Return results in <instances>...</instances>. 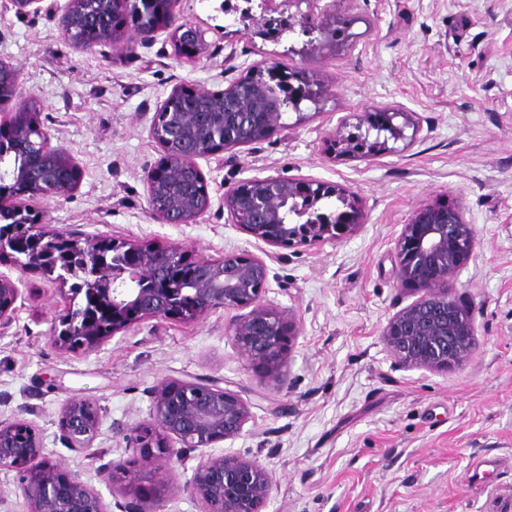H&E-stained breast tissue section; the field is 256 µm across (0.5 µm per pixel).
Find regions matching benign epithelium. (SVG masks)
Wrapping results in <instances>:
<instances>
[{"label":"benign epithelium","mask_w":512,"mask_h":512,"mask_svg":"<svg viewBox=\"0 0 512 512\" xmlns=\"http://www.w3.org/2000/svg\"><path fill=\"white\" fill-rule=\"evenodd\" d=\"M317 0H261L263 12L288 10L293 31L300 27L319 54L336 50V28L349 18L340 12L318 14ZM179 0H66L60 18L64 38L74 48L94 52L117 48L116 34L132 30L147 40L171 31L174 56L194 60L206 49L202 30L176 24ZM17 14L55 12L57 0H9ZM306 10H301V5ZM296 11H291V8ZM242 23L256 24L255 33L273 43L284 30L252 7L224 6ZM271 67L254 64L248 73L222 90L190 84L174 86L156 109L150 134L161 157L147 171L149 210L161 224H195L209 210L208 182L198 160L224 150L262 142L288 130L284 115L306 118L302 104L322 101V89L308 72L291 74L301 90L285 95L266 80ZM18 70L0 58V264L16 271L52 276L60 285L65 308L55 319L51 342L61 350L99 351L116 334L148 318L197 322L218 309L237 312L230 336L248 358L280 372L283 358L298 332L296 315L264 300L268 276L265 260L246 250L217 258L192 260L181 245L157 248L148 242H125L43 222L25 200L73 191L83 172L70 152L54 146L44 127V105L36 97L17 98ZM354 130L342 125L325 143L336 157H376L412 142L419 122L398 108L361 112ZM336 198L328 213L319 203ZM224 209L232 223L267 246L300 248L341 241L358 233L364 214L358 197L342 185L308 178L268 176L224 191ZM477 241L474 226L452 201L426 203L402 225L394 274L418 298L389 318L382 336L390 355L402 366L446 371L464 364L480 343L470 309L448 293V283L472 259ZM21 298L18 281L0 272V327L8 324ZM153 422L135 427L127 442L156 452L147 460L153 470L174 469L188 454L241 435L251 418V402L212 377H165L151 390ZM30 405L17 416L0 420V471L18 475L17 490L28 512H109L91 486L53 463L42 452ZM103 421L102 409L85 398H71L61 407L59 438L65 447L96 464V475L111 480L104 462L107 451L93 448ZM176 441L179 447L171 445ZM203 512H262L274 478L258 461L202 455L191 481Z\"/></svg>","instance_id":"1"}]
</instances>
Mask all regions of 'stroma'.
Instances as JSON below:
<instances>
[{"label": "stroma", "mask_w": 512, "mask_h": 512, "mask_svg": "<svg viewBox=\"0 0 512 512\" xmlns=\"http://www.w3.org/2000/svg\"><path fill=\"white\" fill-rule=\"evenodd\" d=\"M221 0H181L179 22L208 44L195 62L174 57L168 32L151 43L101 56L74 49L59 15L0 18V59L20 72L17 92L44 104L53 144L84 172L67 195L30 200L45 223L159 247L184 246L195 259L227 250L259 253L224 209L227 187L256 177L337 183L359 198L365 225L328 242L269 261L265 300L295 313L294 338L280 376L242 355L229 334L234 312L198 322L150 318L91 354L50 341L64 302L38 274L22 277L15 318L0 329V419L25 404L45 456L79 476L110 512L138 502L119 475L143 468L150 451L127 447L126 430L150 424L149 391L166 376L223 379L251 403L243 433L215 454L253 458L275 477L262 512H488L486 489L512 512V0H342L351 37L333 54L289 53L219 10ZM313 72L325 91L305 121L287 114L288 131L201 161L211 207L195 224H160L144 177L160 158L149 127L178 83L221 90L257 62ZM396 107L414 113L417 137L398 151L329 159L328 133L359 112ZM457 202L477 248L452 282L473 304L480 347L461 366L410 369L395 362L382 330L418 293L394 278L396 243L420 205ZM72 397L105 410L95 447L108 449L117 480L101 481L83 456L61 443L58 418ZM489 459L474 488L477 460ZM191 453L164 483L160 512H201L187 484Z\"/></svg>", "instance_id": "1"}]
</instances>
